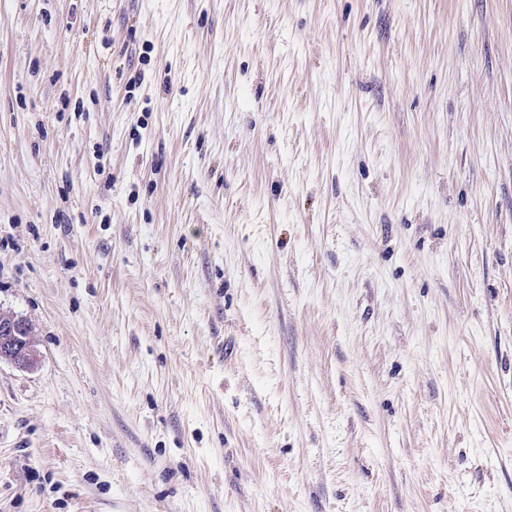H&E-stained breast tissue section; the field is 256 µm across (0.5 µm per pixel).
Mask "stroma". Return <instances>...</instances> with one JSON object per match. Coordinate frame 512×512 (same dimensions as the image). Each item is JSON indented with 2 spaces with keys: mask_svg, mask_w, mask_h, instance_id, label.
<instances>
[{
  "mask_svg": "<svg viewBox=\"0 0 512 512\" xmlns=\"http://www.w3.org/2000/svg\"><path fill=\"white\" fill-rule=\"evenodd\" d=\"M0 512H512V0H0ZM2 331L8 335V342L1 346L0 335V362L7 361L21 368L35 367L38 354L32 336L27 334V323L13 316L3 323Z\"/></svg>",
  "mask_w": 512,
  "mask_h": 512,
  "instance_id": "stroma-1",
  "label": "stroma"
}]
</instances>
